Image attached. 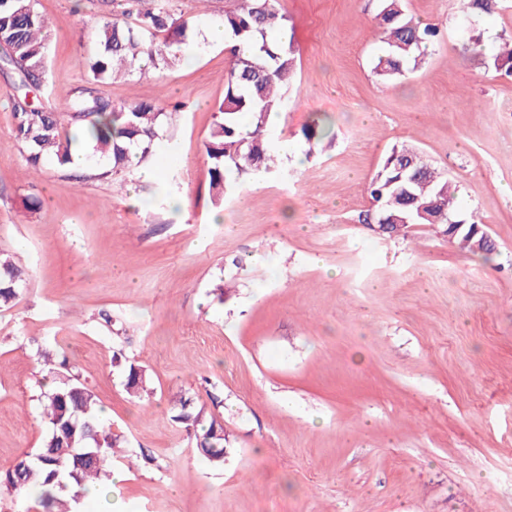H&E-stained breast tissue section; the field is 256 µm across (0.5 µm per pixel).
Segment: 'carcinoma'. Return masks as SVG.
<instances>
[{
    "label": "carcinoma",
    "instance_id": "carcinoma-1",
    "mask_svg": "<svg viewBox=\"0 0 512 512\" xmlns=\"http://www.w3.org/2000/svg\"><path fill=\"white\" fill-rule=\"evenodd\" d=\"M276 0H237V8L224 13L225 33L244 49L230 48L232 60L224 87V100L216 108V120L204 148L210 162V190L217 201L232 192L229 175H282L279 151L268 133L270 114L284 99L296 71L292 47L269 39L284 27L275 9ZM375 16L387 50L378 57L377 75L391 78L416 69L439 30L408 17L405 0H379ZM466 10L491 14L504 7V0H464ZM118 14L100 18L95 32L96 47L89 61L90 86L65 94L68 120L92 145L87 158L93 161V177L115 179L131 167L130 155L138 162L154 153L173 111L154 104L115 106L96 85L118 76H134L146 68L171 70L192 50L201 53L207 44L195 40L201 16H173L163 0H122ZM0 45L8 61L24 75L44 72L48 52L47 22L35 0H0ZM487 71L512 75V36L502 39L496 52L484 60ZM14 135L34 169L53 157L65 166L74 163L75 138L62 134V117L28 105L19 99L14 106ZM308 143L307 154L326 137L323 124L314 121L301 130ZM457 186L407 147H394L384 158L370 184L375 202L371 213L359 216L362 224H375L391 235L398 224H432L450 242L463 244L484 258L497 245L474 213L456 207ZM25 281L23 271L8 258H0V308H9ZM125 386L139 395L145 391V370L130 362ZM43 418L48 434L32 455L0 470V491L23 498L39 492L43 506L55 512H81L88 488L109 479L107 465L123 447L120 437L106 430L102 410L91 388L79 376L68 374L42 395ZM173 419L194 430L201 457L212 464L224 462L228 437L215 419L193 405L184 394L173 397Z\"/></svg>",
    "mask_w": 512,
    "mask_h": 512
}]
</instances>
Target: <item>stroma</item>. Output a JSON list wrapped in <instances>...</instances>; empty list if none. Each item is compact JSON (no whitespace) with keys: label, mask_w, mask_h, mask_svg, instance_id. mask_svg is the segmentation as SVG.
<instances>
[{"label":"stroma","mask_w":512,"mask_h":512,"mask_svg":"<svg viewBox=\"0 0 512 512\" xmlns=\"http://www.w3.org/2000/svg\"><path fill=\"white\" fill-rule=\"evenodd\" d=\"M99 4L36 0L49 21L38 85L0 62V254L27 271L0 309V469L48 432L43 346L127 442L112 459L122 512H512V77L487 74L472 43L512 35V8L407 0L442 37L384 80L378 0H277L297 66L270 133L294 152L284 177L240 179L218 203L204 143L224 44L101 89L116 105H179L150 161L171 184L27 165L14 103L68 111ZM318 116L333 142L311 152L301 128ZM395 146L457 185L498 243L491 261L427 224L389 238L359 223ZM130 360L146 371L140 400L124 387ZM177 391L223 425L222 466L173 420Z\"/></svg>","instance_id":"1"}]
</instances>
